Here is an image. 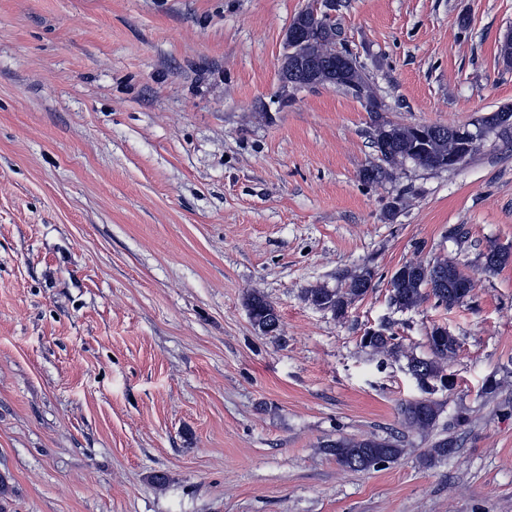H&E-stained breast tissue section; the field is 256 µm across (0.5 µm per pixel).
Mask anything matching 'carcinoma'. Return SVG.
Segmentation results:
<instances>
[{
    "instance_id": "cac0c4a2",
    "label": "carcinoma",
    "mask_w": 512,
    "mask_h": 512,
    "mask_svg": "<svg viewBox=\"0 0 512 512\" xmlns=\"http://www.w3.org/2000/svg\"><path fill=\"white\" fill-rule=\"evenodd\" d=\"M303 29V44L297 49V55L283 54L280 68L296 67L298 60L313 62L321 72L336 64L339 56L347 59V83L338 84L336 88L362 99L366 111L374 114L371 143L378 157V163L363 169L361 180L367 184H379L392 178L393 172L407 162L418 166L435 169H448L451 158L465 154L472 157L478 150L484 137L500 127L492 123L476 120L480 130L469 135L467 127H451L447 125H402L379 119L383 111L382 102L376 96L362 66L349 51L336 49L338 34L330 17L320 11L307 8L301 11L292 21ZM482 270L497 272L512 260V252L506 248L491 245L481 254ZM374 272L365 267L357 272L344 276L345 286L327 288L316 286L309 288L304 300L310 305L331 313L343 320L353 303L363 298L372 288ZM472 279L461 270L459 263L446 257H440L428 264L407 261L398 267L389 281V301L400 310H411L432 298L436 305L452 308L464 301L472 288L466 284ZM249 318L253 327L262 335L275 336L280 331L281 316L274 305L264 294L254 291L246 299ZM363 344L379 353L398 355L402 353L397 337L389 332L388 327L380 328V332L370 337H362ZM431 356L428 358L412 357L411 364L421 365L422 380L418 382L426 396L407 402L401 408L402 421L405 427L419 431L434 429L440 416V405L428 397L431 384L440 385L445 390L454 388V379L447 373L448 361L456 357L459 341L448 328L435 325L427 336ZM329 454L336 458L340 466L360 471L362 467L358 459L362 454L376 456L375 464H384L397 459L403 451L401 440L397 436L363 438L338 437L326 445ZM458 448L457 441L451 437H442L430 448L428 460L447 459Z\"/></svg>"
}]
</instances>
